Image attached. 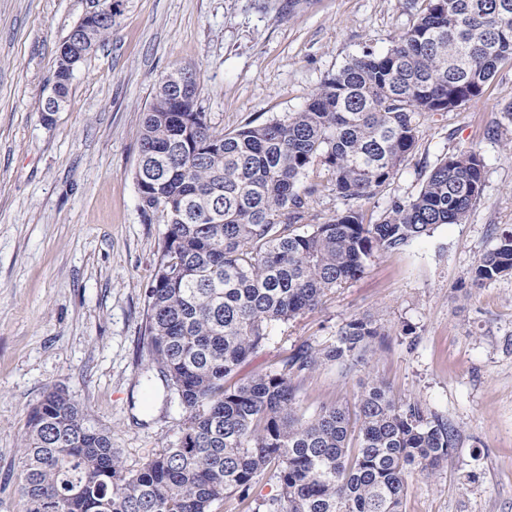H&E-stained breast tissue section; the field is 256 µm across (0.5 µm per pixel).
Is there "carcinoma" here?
Masks as SVG:
<instances>
[{"instance_id":"cac0c4a2","label":"carcinoma","mask_w":512,"mask_h":512,"mask_svg":"<svg viewBox=\"0 0 512 512\" xmlns=\"http://www.w3.org/2000/svg\"><path fill=\"white\" fill-rule=\"evenodd\" d=\"M82 27L91 47L58 55L60 110L74 70L112 35V0ZM384 52L366 50L328 76L298 112L234 133L198 105L197 72L156 81L138 130L135 179L147 223L164 229L146 293L152 362L184 410L178 442L135 471L89 425L62 389L31 410L23 439L26 512H212L254 476L276 469L269 512H402L411 470L433 472L458 445L448 420L396 398L380 379L353 407L299 409L292 377L334 362L365 361L381 333L354 318L336 344L300 349L281 371L231 382L266 340L272 322L315 309L359 277L376 249H398L439 224L464 222L483 187L472 149L436 161L417 195L391 201L380 221L349 207L309 224L305 184L327 171L340 198L374 197L414 150L418 117L478 99L498 64L512 58V0H426ZM512 273V232L478 262L474 282Z\"/></svg>"}]
</instances>
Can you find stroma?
Instances as JSON below:
<instances>
[{"mask_svg": "<svg viewBox=\"0 0 512 512\" xmlns=\"http://www.w3.org/2000/svg\"><path fill=\"white\" fill-rule=\"evenodd\" d=\"M112 0L108 41L74 74L62 109L51 92L59 48L91 0H0V512H26L22 439L31 409L59 386L108 432L136 470L178 438L184 411L149 355L146 290L161 225L146 223L135 181L137 133L154 83L200 72L199 104L225 132L303 108L324 78L364 48L386 51L424 0ZM512 59L479 100L420 119L413 152L374 198L417 194L438 158L476 150L483 190L467 220L441 224L397 250H374L360 278L322 305L267 329L239 377L278 371L300 346L335 343L369 316L384 338L363 363H328L295 377L306 412L352 404L377 378L453 423L456 451L437 472L414 470L403 512H512V275L475 285L472 271L512 230ZM310 221L348 203L326 172ZM273 469L245 501L212 512H266Z\"/></svg>", "mask_w": 512, "mask_h": 512, "instance_id": "35a3bbf8", "label": "stroma"}]
</instances>
